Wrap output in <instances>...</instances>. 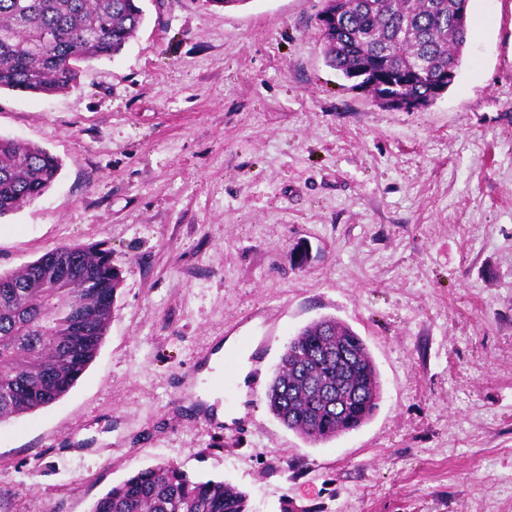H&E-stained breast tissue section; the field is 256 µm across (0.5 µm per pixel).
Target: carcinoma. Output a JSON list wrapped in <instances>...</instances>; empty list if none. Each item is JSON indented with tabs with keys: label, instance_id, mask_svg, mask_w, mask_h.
<instances>
[{
	"label": "carcinoma",
	"instance_id": "carcinoma-1",
	"mask_svg": "<svg viewBox=\"0 0 512 512\" xmlns=\"http://www.w3.org/2000/svg\"><path fill=\"white\" fill-rule=\"evenodd\" d=\"M470 0H336L337 27L321 33L329 66L380 84L406 79L404 94L430 104L435 83L460 72ZM144 21L140 0H0V90L64 91L83 65L112 58ZM61 161L47 149L0 136V218L43 196ZM122 276L112 250L61 244L0 272V423L62 398L96 357ZM380 388L361 337L332 316L304 326L284 347L265 393L269 412L310 443L359 428L379 398L336 412V387ZM90 512H250L247 494L191 478L173 462L142 468L113 485Z\"/></svg>",
	"mask_w": 512,
	"mask_h": 512
}]
</instances>
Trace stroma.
Masks as SVG:
<instances>
[{"instance_id":"obj_1","label":"stroma","mask_w":512,"mask_h":512,"mask_svg":"<svg viewBox=\"0 0 512 512\" xmlns=\"http://www.w3.org/2000/svg\"><path fill=\"white\" fill-rule=\"evenodd\" d=\"M123 52L49 95L0 91V136L62 170L0 219V272L106 242L109 331L59 401L0 424L7 512H90L170 461L252 512H512V0H470L457 83L378 105L330 67L321 0H142ZM333 316L382 398L310 444L254 393ZM249 336L223 419L202 353Z\"/></svg>"}]
</instances>
